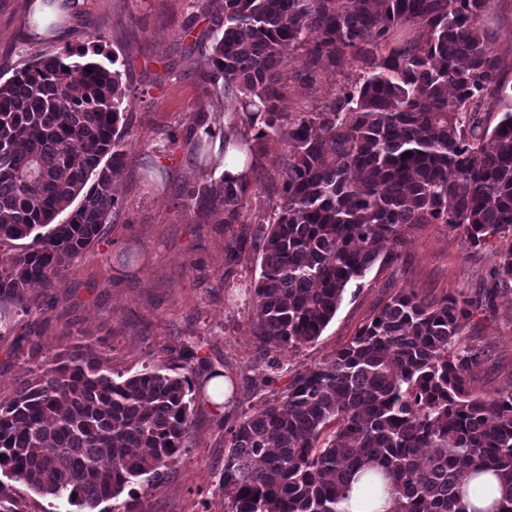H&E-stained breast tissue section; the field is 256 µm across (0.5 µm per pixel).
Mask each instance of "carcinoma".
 <instances>
[{"label":"carcinoma","instance_id":"obj_1","mask_svg":"<svg viewBox=\"0 0 512 512\" xmlns=\"http://www.w3.org/2000/svg\"><path fill=\"white\" fill-rule=\"evenodd\" d=\"M194 0L212 34L206 83L236 102L224 145L286 147L276 202L245 216L251 182L207 179L186 207L224 212V276L262 255L250 288L253 333L274 353L315 341L345 290L394 254L407 224H446L472 248L512 235V62L483 16L493 0ZM306 58L304 79L349 60L357 78L293 116L283 110L285 51ZM121 72L69 50L0 83V337L29 313L28 288H53L100 244L116 200L128 137ZM196 158L210 153L198 127ZM68 213L58 223L57 217ZM493 286L512 284V246L495 253ZM494 291L428 301L397 292L332 357L296 373L251 412L230 420L224 512H344L349 476L374 462L398 493L396 512H512V391L478 396L482 352L460 341L485 318ZM170 363L125 379L91 347L46 361L0 401V475L77 512H105L138 478L168 465L194 417L206 373L187 346ZM492 470L503 493L471 509L463 480ZM0 512H31L0 480Z\"/></svg>","mask_w":512,"mask_h":512}]
</instances>
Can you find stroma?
<instances>
[{
    "instance_id": "obj_1",
    "label": "stroma",
    "mask_w": 512,
    "mask_h": 512,
    "mask_svg": "<svg viewBox=\"0 0 512 512\" xmlns=\"http://www.w3.org/2000/svg\"><path fill=\"white\" fill-rule=\"evenodd\" d=\"M30 16L29 0H0L1 78L33 59L82 49L94 61L115 66L133 97L124 113L126 167L114 182L118 211L102 242L76 260L60 284L30 287V315L16 316L12 332L0 337V400L29 376L30 366L17 352L21 340L39 343L50 360L94 347L103 369L126 378L165 362L162 347L190 343L212 370L234 381L223 413L196 407L181 452L161 479L139 478L114 506L129 500L137 512H224L221 414L239 415L271 398L295 373L334 355L400 289L431 300L476 296L491 285L492 253L512 246V240L494 238L474 249L445 224L404 228L397 261L375 263L360 284L346 290L321 336L278 351L281 367L269 372L257 353L252 305L229 298L258 278L261 257L247 255L225 276L221 215L199 216L182 205L203 170L189 145L168 143L169 135L184 136L198 113L220 121L234 109L204 83L212 43L207 20L195 16L190 0H83L64 35L52 39L36 35ZM304 74L305 58L294 53L281 71L285 104L293 113L332 98L355 70L346 65L323 73L310 87ZM284 154L277 143L258 150L247 216L274 203ZM130 252L136 261H127ZM461 338L483 350L472 392L512 390V288L500 290L494 312L481 325L466 322ZM268 375L272 386H262Z\"/></svg>"
}]
</instances>
